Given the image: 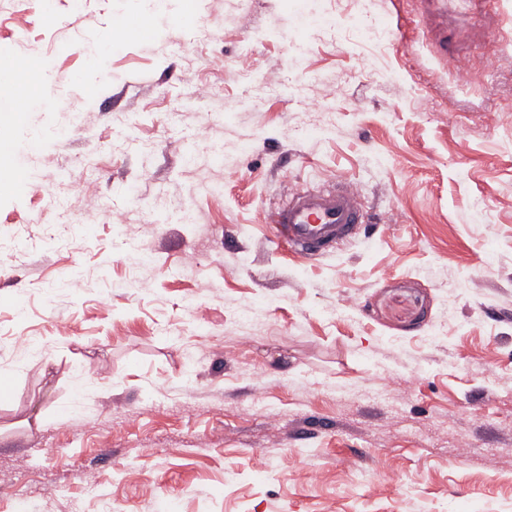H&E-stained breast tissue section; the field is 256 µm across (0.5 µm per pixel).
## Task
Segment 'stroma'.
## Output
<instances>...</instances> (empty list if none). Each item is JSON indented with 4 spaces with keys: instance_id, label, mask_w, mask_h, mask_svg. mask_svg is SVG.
<instances>
[{
    "instance_id": "stroma-1",
    "label": "stroma",
    "mask_w": 512,
    "mask_h": 512,
    "mask_svg": "<svg viewBox=\"0 0 512 512\" xmlns=\"http://www.w3.org/2000/svg\"><path fill=\"white\" fill-rule=\"evenodd\" d=\"M73 2L0 0V60L29 49L58 78L6 130L24 176L0 192V512H512L496 0H203L191 25L169 0L150 40L115 32L94 61L136 0ZM201 83L223 114L190 106ZM339 179L372 228L314 259L278 247L267 215ZM164 205L195 223L150 222ZM117 237L154 258L138 291ZM383 371L419 385L373 399Z\"/></svg>"
}]
</instances>
